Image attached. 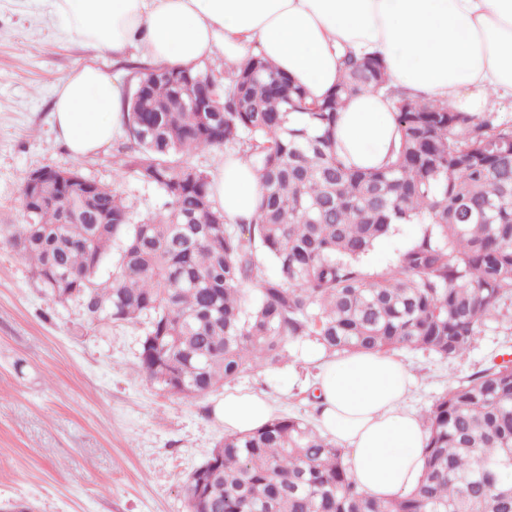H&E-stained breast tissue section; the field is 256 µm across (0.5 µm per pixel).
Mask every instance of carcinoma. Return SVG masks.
Wrapping results in <instances>:
<instances>
[{
  "mask_svg": "<svg viewBox=\"0 0 512 512\" xmlns=\"http://www.w3.org/2000/svg\"><path fill=\"white\" fill-rule=\"evenodd\" d=\"M126 98L119 152L164 210L138 216L121 193L81 173L52 203L22 192L26 223L8 242L42 287L81 303L97 325L142 321L146 377L183 398L204 396L288 358L314 339L329 355L402 349L451 359L512 303V123L458 112L391 85L375 57L342 55L320 103L259 54L225 82L145 67ZM214 86L213 112L190 95ZM394 101L398 144L377 169L336 151L339 111L359 91ZM239 147L258 175L252 221L232 223L192 154ZM400 224L418 237L393 265L366 261ZM112 262V275L102 267ZM272 265L274 272L265 271ZM252 282L254 293L243 285ZM425 466L412 492L368 496L345 449L291 416L224 436L186 486L189 512H512V365L453 386L426 414Z\"/></svg>",
  "mask_w": 512,
  "mask_h": 512,
  "instance_id": "cac0c4a2",
  "label": "carcinoma"
}]
</instances>
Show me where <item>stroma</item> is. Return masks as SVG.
<instances>
[{"label": "stroma", "instance_id": "1", "mask_svg": "<svg viewBox=\"0 0 512 512\" xmlns=\"http://www.w3.org/2000/svg\"><path fill=\"white\" fill-rule=\"evenodd\" d=\"M94 55L47 10L29 0H0V226L24 223L22 185L38 169L75 168L117 189L135 212L159 211L162 195L122 167L117 133L97 153L74 158L56 143L53 93L73 69L95 62L131 92L126 62ZM142 327L89 324L82 307L62 302L0 238V506L33 512H187L191 473L224 437L219 408L228 391L262 392L277 414L312 422L322 349L290 345L274 370H255L221 390L182 398L145 376ZM414 385L407 401L418 416L450 387L479 370L512 362V307L493 316L463 355L395 353Z\"/></svg>", "mask_w": 512, "mask_h": 512}]
</instances>
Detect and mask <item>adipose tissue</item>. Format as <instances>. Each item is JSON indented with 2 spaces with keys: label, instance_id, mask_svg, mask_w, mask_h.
<instances>
[{
  "label": "adipose tissue",
  "instance_id": "adipose-tissue-1",
  "mask_svg": "<svg viewBox=\"0 0 512 512\" xmlns=\"http://www.w3.org/2000/svg\"><path fill=\"white\" fill-rule=\"evenodd\" d=\"M62 27L98 53L141 49L151 62L185 69L222 52L237 66L261 53L322 99L339 78L343 51L374 53L391 82L413 99L484 112L512 100V0H40ZM117 77L95 63L75 68L52 105L58 144L76 157L109 143L124 120ZM336 147L357 168L385 165L396 139L394 105L361 91L341 110ZM217 205L250 221L260 184L249 160L225 157L211 176ZM317 420L341 440L360 488L377 498L411 491L428 434L407 406L408 369L396 358L361 352L325 360L316 382ZM224 428L249 432L268 422L263 395L228 392Z\"/></svg>",
  "mask_w": 512,
  "mask_h": 512
}]
</instances>
